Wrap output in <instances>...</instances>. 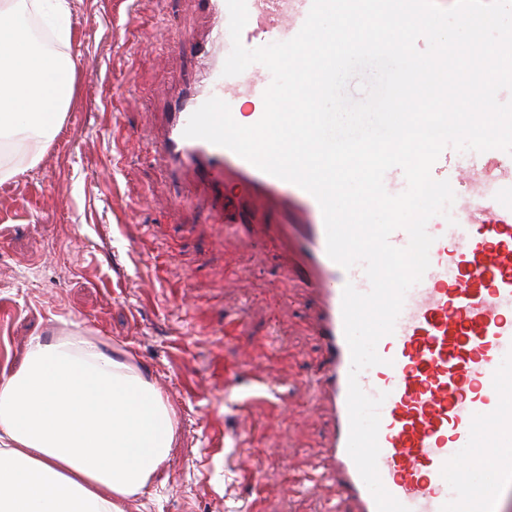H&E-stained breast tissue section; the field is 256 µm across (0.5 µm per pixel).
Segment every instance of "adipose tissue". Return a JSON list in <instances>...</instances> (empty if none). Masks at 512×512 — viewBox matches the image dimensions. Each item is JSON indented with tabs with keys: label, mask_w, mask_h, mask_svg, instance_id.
Wrapping results in <instances>:
<instances>
[{
	"label": "adipose tissue",
	"mask_w": 512,
	"mask_h": 512,
	"mask_svg": "<svg viewBox=\"0 0 512 512\" xmlns=\"http://www.w3.org/2000/svg\"><path fill=\"white\" fill-rule=\"evenodd\" d=\"M63 22L68 0H0V183L8 154L48 146L73 93L74 65L36 49L30 10ZM175 414L153 383L86 334L33 337L0 372V512H126L174 444Z\"/></svg>",
	"instance_id": "ef3b65f1"
}]
</instances>
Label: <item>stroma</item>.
<instances>
[{
    "label": "stroma",
    "instance_id": "35a3bbf8",
    "mask_svg": "<svg viewBox=\"0 0 512 512\" xmlns=\"http://www.w3.org/2000/svg\"><path fill=\"white\" fill-rule=\"evenodd\" d=\"M70 9L59 49L77 60L72 101L36 165L0 184V368L18 367L32 337L75 328L132 355L177 423L142 512H325L327 499L289 490L293 471L315 467L324 429L304 385L318 356L311 303L279 283L273 253L224 241L193 177L151 154L163 97L198 69L168 31L205 38L207 17L196 0ZM185 194L198 206L172 209ZM237 312L248 328L225 336ZM265 371L271 384H256Z\"/></svg>",
    "mask_w": 512,
    "mask_h": 512
}]
</instances>
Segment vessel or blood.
I'll return each mask as SVG.
<instances>
[{"label":"vessel or blood","instance_id":"1","mask_svg":"<svg viewBox=\"0 0 512 512\" xmlns=\"http://www.w3.org/2000/svg\"><path fill=\"white\" fill-rule=\"evenodd\" d=\"M198 3L212 19L207 38L176 30L168 42L193 51L200 79L170 101L154 154L171 175L191 173L207 189L234 182L239 196L216 208L225 239L273 252L280 281L311 299L319 347L311 385L327 421L318 446L323 464L309 488H335L338 512H376L347 452L351 354L342 317L345 285L365 292L370 283L363 265L347 270L328 257L322 210L311 194L227 148L185 138L191 114L212 97L232 107L251 99V118L259 120L270 84L266 69L253 66L237 79L223 76L232 48L226 0ZM246 4L241 41L254 49L293 38L312 0ZM431 175L450 182L454 221L428 222L431 265L406 293L393 334L377 345L382 364L359 375L368 395L386 396L378 470L410 512H512V155L489 150L463 169L446 150ZM263 208L296 211L297 221L263 222Z\"/></svg>","mask_w":512,"mask_h":512}]
</instances>
